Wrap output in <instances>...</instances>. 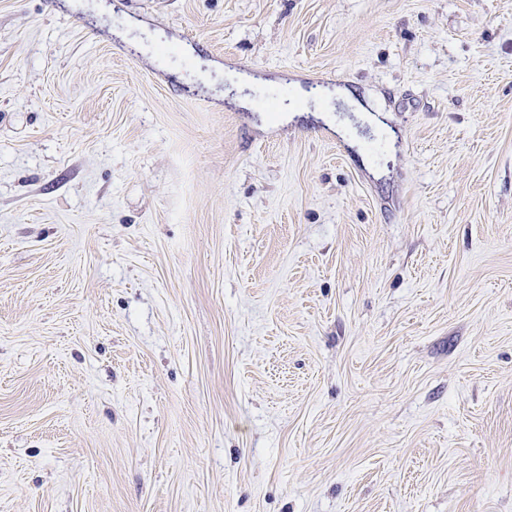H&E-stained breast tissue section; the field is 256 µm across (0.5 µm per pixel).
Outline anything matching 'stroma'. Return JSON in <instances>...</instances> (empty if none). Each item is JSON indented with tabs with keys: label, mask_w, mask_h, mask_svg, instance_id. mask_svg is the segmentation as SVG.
<instances>
[{
	"label": "stroma",
	"mask_w": 512,
	"mask_h": 512,
	"mask_svg": "<svg viewBox=\"0 0 512 512\" xmlns=\"http://www.w3.org/2000/svg\"><path fill=\"white\" fill-rule=\"evenodd\" d=\"M0 512H512V0H0Z\"/></svg>",
	"instance_id": "35a3bbf8"
}]
</instances>
